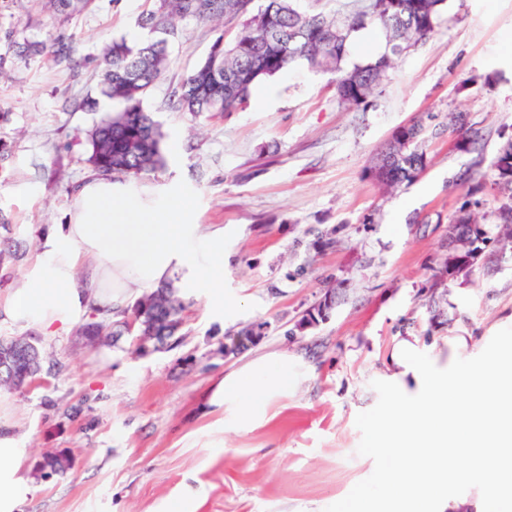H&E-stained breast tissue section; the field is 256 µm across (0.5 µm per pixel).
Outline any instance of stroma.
I'll return each mask as SVG.
<instances>
[{
  "mask_svg": "<svg viewBox=\"0 0 512 512\" xmlns=\"http://www.w3.org/2000/svg\"><path fill=\"white\" fill-rule=\"evenodd\" d=\"M153 0H96L66 22L39 0H0V37L45 40L65 33L71 56L21 59L0 40V299L64 224L91 177L84 133L118 110L102 95L97 59L128 39ZM170 67L144 100L165 134L164 168L124 178L136 197H185L191 223L224 227L227 311L184 296L180 331L138 355L131 335L92 347L74 329L47 335L0 318V336H32L45 357L31 384L0 393V424L19 439L31 493L21 512H349L383 500L390 457L372 446L402 339L414 357L468 366L512 352V253L490 255L493 274L452 284L449 322L428 329L426 288L464 200L465 169L492 184L490 165L512 135V0H448L429 39L395 61L367 110L346 111L332 75L296 65L262 80L247 107L199 117L169 95L236 21L181 22ZM490 76L472 84V76ZM94 98L95 110L82 107ZM482 128L480 152L454 149L453 112ZM426 128L427 167L384 189L369 175L400 126ZM345 297L329 320L302 333L295 322L325 289ZM257 324L261 339L225 356L224 338ZM284 356L297 374L268 421L238 429L204 402L224 373ZM59 470H42L45 458Z\"/></svg>",
  "mask_w": 512,
  "mask_h": 512,
  "instance_id": "stroma-1",
  "label": "stroma"
}]
</instances>
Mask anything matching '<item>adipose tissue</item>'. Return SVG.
Masks as SVG:
<instances>
[{
  "instance_id": "1",
  "label": "adipose tissue",
  "mask_w": 512,
  "mask_h": 512,
  "mask_svg": "<svg viewBox=\"0 0 512 512\" xmlns=\"http://www.w3.org/2000/svg\"><path fill=\"white\" fill-rule=\"evenodd\" d=\"M186 208L179 196L157 205L107 180L86 185L73 218L52 230L0 314L51 333L72 326L92 305L119 312L182 269L210 303L223 307L224 228L187 223ZM81 264L89 269L83 279L76 275ZM412 348L405 339L392 353L395 387L375 422L379 449L401 459L381 473L389 490L385 512H491L486 491L469 499L449 492L472 484L478 470L494 473L498 498L512 505V427L506 423L512 361L465 368L420 363L409 360ZM295 381L287 360L263 358L225 373L206 405L220 413L235 409L247 424L265 418ZM474 390L479 401L473 405L467 396ZM19 468L15 438L0 431V512H15L31 491Z\"/></svg>"
}]
</instances>
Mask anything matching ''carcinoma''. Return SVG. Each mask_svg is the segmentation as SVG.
Returning a JSON list of instances; mask_svg holds the SVG:
<instances>
[{"instance_id": "obj_1", "label": "carcinoma", "mask_w": 512, "mask_h": 512, "mask_svg": "<svg viewBox=\"0 0 512 512\" xmlns=\"http://www.w3.org/2000/svg\"><path fill=\"white\" fill-rule=\"evenodd\" d=\"M95 0H48L54 12L70 19L89 10ZM447 0H352L333 13L302 12L294 0H265L258 13L246 19L223 43L217 60L207 57L171 91L169 102L179 112L194 117L203 113H224L247 106L252 88L290 66L304 63L315 72L336 75V99L347 110H365L370 98L387 79L394 58L429 37L447 9ZM242 11V0H157L156 8L142 14L143 29L161 33L164 38L149 40L137 47L114 41L98 61L105 95L121 103L122 108L103 117L86 134L89 146L87 162L98 175L137 177L165 165L162 151L164 134L151 113L144 108V97L165 76L170 60L167 38L178 31L175 21H219ZM373 29L384 43L379 56L366 62L348 60L349 48L358 34ZM8 49L26 59L46 52L55 57H70V45L58 35L51 43L18 42L5 33ZM453 147L459 151L478 149L482 134L469 121L451 116ZM426 130L416 122L396 131L382 154L391 159L385 173L372 169V177L386 187L416 180L427 167L423 148ZM494 189L502 201L494 212L495 224L512 227V137H508L492 160ZM456 186L464 190L465 200L448 221V231L469 235L471 243L487 253L512 247V232L502 238L492 234L480 221L474 207L475 195L483 184L474 181L467 170L457 177ZM461 269L449 259L432 275L431 312L440 311V301L448 289L437 288L439 278L448 275L452 282L461 278ZM184 310L182 299L167 283L139 298L116 321L85 324L89 331L104 330L108 336L127 331L128 318L135 315L146 324L144 335L163 343L179 331Z\"/></svg>"}]
</instances>
